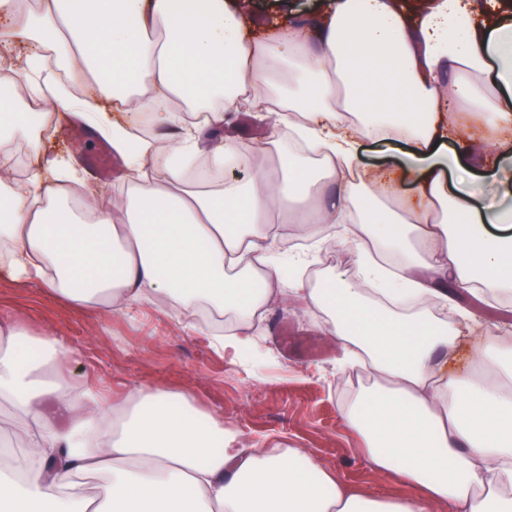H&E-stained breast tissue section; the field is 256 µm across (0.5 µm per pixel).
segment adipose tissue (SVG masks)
<instances>
[{
	"mask_svg": "<svg viewBox=\"0 0 512 512\" xmlns=\"http://www.w3.org/2000/svg\"><path fill=\"white\" fill-rule=\"evenodd\" d=\"M248 4L0 0V270L87 312L174 303L238 359L260 357L247 325L274 299L321 311L343 361L366 357L370 386L339 407L358 453L407 491L245 446L183 390L109 393L63 369V338L0 317V446L21 450L0 464V512H512V339L486 331L465 381L446 373L453 289L512 296V12L334 0L271 32ZM241 111L270 117L262 140H203ZM59 112L111 143L120 195L45 154L30 118ZM371 143L407 149L372 163ZM230 159L243 178L187 174ZM294 222L354 251L359 276L301 273Z\"/></svg>",
	"mask_w": 512,
	"mask_h": 512,
	"instance_id": "ef3b65f1",
	"label": "adipose tissue"
}]
</instances>
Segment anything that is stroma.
<instances>
[{
  "mask_svg": "<svg viewBox=\"0 0 512 512\" xmlns=\"http://www.w3.org/2000/svg\"><path fill=\"white\" fill-rule=\"evenodd\" d=\"M251 2L267 22L288 24L313 17L329 0ZM268 124L266 117L239 112L206 128L205 135L214 143L228 137L250 142L263 138ZM67 126V120L55 121L45 144L85 166L87 154L102 139L89 129L83 138H73ZM455 299L481 324L512 331V305L467 291L456 292ZM0 315L24 323L32 334L50 333L68 340L74 349L68 368L89 375L108 391L118 393L138 383L186 387L201 406L222 413L225 427L237 431L245 443L269 438L304 449L339 480L372 495L390 496L402 490L393 476L357 454V440L339 418L346 373L338 366L336 342L322 331L321 312L303 311L281 300L271 303L252 331L267 352L264 362L254 366L233 360L204 337L192 335L184 318L167 308L143 305L88 315L36 286L2 276ZM281 326L313 342L320 356L284 349L277 337Z\"/></svg>",
  "mask_w": 512,
  "mask_h": 512,
  "instance_id": "1",
  "label": "stroma"
}]
</instances>
